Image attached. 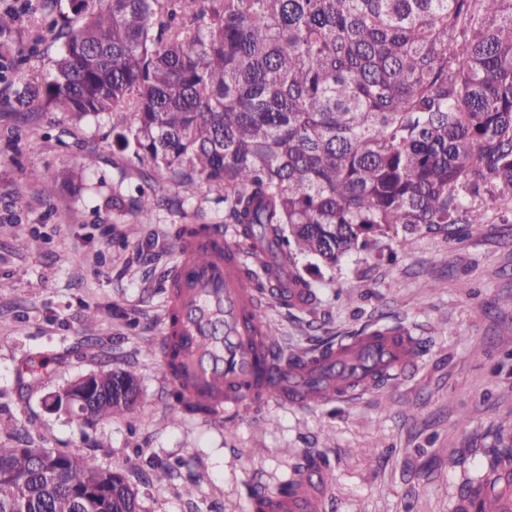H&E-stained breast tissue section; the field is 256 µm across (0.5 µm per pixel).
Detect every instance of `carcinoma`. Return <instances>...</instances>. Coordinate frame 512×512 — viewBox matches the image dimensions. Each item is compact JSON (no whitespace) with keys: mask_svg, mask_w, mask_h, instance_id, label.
<instances>
[{"mask_svg":"<svg viewBox=\"0 0 512 512\" xmlns=\"http://www.w3.org/2000/svg\"><path fill=\"white\" fill-rule=\"evenodd\" d=\"M74 27L42 0L59 41L54 71L7 107L112 117L113 144L224 190V223L288 259V287L312 290L295 258L334 267L392 227L451 232L512 211V0H71ZM19 17L0 12V82ZM158 201L141 193L137 216ZM271 361L298 358L267 324ZM112 393L88 422L136 401L129 371L86 376ZM189 414L210 407L173 383ZM512 468L496 448L478 490ZM0 512H141L122 473L81 454L0 448Z\"/></svg>","mask_w":512,"mask_h":512,"instance_id":"carcinoma-1","label":"carcinoma"}]
</instances>
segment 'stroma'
I'll return each instance as SVG.
<instances>
[{"instance_id": "obj_1", "label": "stroma", "mask_w": 512, "mask_h": 512, "mask_svg": "<svg viewBox=\"0 0 512 512\" xmlns=\"http://www.w3.org/2000/svg\"><path fill=\"white\" fill-rule=\"evenodd\" d=\"M16 40L23 51L41 43L27 70L52 71L51 36L23 20ZM11 91L0 83V446L32 442L121 471L144 512H250L249 492L278 489L304 455L326 465L324 512H461L462 481L512 445V223L459 224L450 237L393 229L381 248L333 269L298 258L315 284L310 304L265 307L281 349L400 323L420 341V360L360 396L275 403L218 425L184 414L159 347L175 231L223 221L220 189H184L113 149L108 116L4 111ZM62 170L72 187L57 182ZM143 190L170 201L148 223L134 213ZM116 193L123 209L112 207ZM113 368L139 381L125 415L85 425L49 409L50 392Z\"/></svg>"}]
</instances>
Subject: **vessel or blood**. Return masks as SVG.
<instances>
[{
  "label": "vessel or blood",
  "mask_w": 512,
  "mask_h": 512,
  "mask_svg": "<svg viewBox=\"0 0 512 512\" xmlns=\"http://www.w3.org/2000/svg\"><path fill=\"white\" fill-rule=\"evenodd\" d=\"M241 252L235 234L222 230L212 238L180 241L172 275L175 289L165 315L168 330L182 341L181 380L191 397L211 407L216 419L257 404L246 385L262 355L265 326L257 319V293L234 261ZM418 356L414 336L366 332L337 343L328 357L299 367L273 366L269 378L281 404L313 407L366 389L378 374L403 376ZM292 480L289 495L263 492L265 512H320L322 469L306 466Z\"/></svg>",
  "instance_id": "obj_1"
}]
</instances>
